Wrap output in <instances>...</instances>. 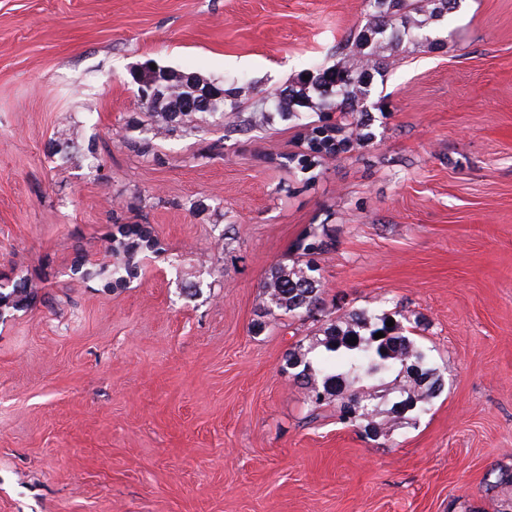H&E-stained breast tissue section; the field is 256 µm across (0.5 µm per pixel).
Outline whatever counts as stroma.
Wrapping results in <instances>:
<instances>
[{
  "label": "stroma",
  "instance_id": "stroma-1",
  "mask_svg": "<svg viewBox=\"0 0 512 512\" xmlns=\"http://www.w3.org/2000/svg\"><path fill=\"white\" fill-rule=\"evenodd\" d=\"M365 0H0V279L42 278L0 319V512H503L512 486V0H461L446 47L404 42L375 137L289 170L296 123L209 124L143 156L146 61L272 92L334 64ZM95 140L100 167L50 155ZM161 254L108 290L114 222ZM313 224L326 301L403 307L448 386L376 440L309 419L283 373L312 320L252 325L269 268Z\"/></svg>",
  "mask_w": 512,
  "mask_h": 512
}]
</instances>
